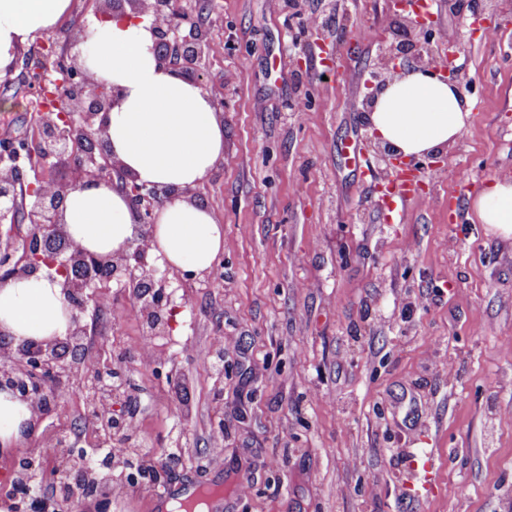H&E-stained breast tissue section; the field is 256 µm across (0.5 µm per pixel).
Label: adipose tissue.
Segmentation results:
<instances>
[{"instance_id":"ef3b65f1","label":"adipose tissue","mask_w":512,"mask_h":512,"mask_svg":"<svg viewBox=\"0 0 512 512\" xmlns=\"http://www.w3.org/2000/svg\"><path fill=\"white\" fill-rule=\"evenodd\" d=\"M72 0H0V73L35 36L50 33ZM88 68L97 80L118 85L122 96L104 116L107 145L125 175L173 190L155 212L151 249L159 264L177 272L210 270L224 248V227L207 205L182 191L195 187L224 154V121L202 86L164 70L151 46L148 22L115 18L93 22ZM472 105L439 76L409 70L390 82L369 116L371 129L407 157L423 156L457 141ZM469 206L480 223L512 235V178L493 177ZM137 218L118 184L93 181L67 194L62 222L69 237L101 254L125 249ZM65 298L58 283L30 278L0 284V332L22 338L65 335ZM25 403L0 394V447L7 449L33 427Z\"/></svg>"}]
</instances>
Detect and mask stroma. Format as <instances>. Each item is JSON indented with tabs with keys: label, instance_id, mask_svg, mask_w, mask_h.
Instances as JSON below:
<instances>
[{
	"label": "stroma",
	"instance_id": "obj_1",
	"mask_svg": "<svg viewBox=\"0 0 512 512\" xmlns=\"http://www.w3.org/2000/svg\"><path fill=\"white\" fill-rule=\"evenodd\" d=\"M396 0H177L207 33L197 84L224 97V156L196 187L224 226L213 278L168 272L181 308L151 358L149 326L120 284L88 313L84 350L128 372L150 465L170 449L168 485L113 497L110 512L216 484L223 512H512V236L479 223L471 188L512 177V0H436V38L455 53L473 103L462 137L414 160L423 200L387 221L392 176L362 111L385 51L355 30L397 28ZM312 13L328 15L319 29ZM338 44L333 75L309 66ZM0 88V139L31 135L26 72ZM300 101L303 113L289 112ZM358 142V165L345 141ZM224 339V372L200 364ZM164 359L155 371V359ZM84 383L66 380L34 432L0 455V485L50 437L95 454ZM431 448L436 492L408 495L405 449Z\"/></svg>",
	"mask_w": 512,
	"mask_h": 512
}]
</instances>
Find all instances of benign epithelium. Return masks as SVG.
<instances>
[{
	"instance_id": "benign-epithelium-1",
	"label": "benign epithelium",
	"mask_w": 512,
	"mask_h": 512,
	"mask_svg": "<svg viewBox=\"0 0 512 512\" xmlns=\"http://www.w3.org/2000/svg\"><path fill=\"white\" fill-rule=\"evenodd\" d=\"M152 17L151 34L159 63L173 68L181 77L193 80L191 65L197 48L205 40L203 29L187 14L173 13L172 0H112V10L99 15L107 21L122 16L135 21ZM88 26L78 33L63 29L69 53L61 56L57 76L49 78L42 67L26 65L28 82L49 105V111L34 115L39 136L38 156L47 162L70 156L75 162L74 179L59 184L47 178L24 183L20 162L31 159L27 138L0 141V224L12 235L21 224L30 227L22 253L0 251V284L31 278L43 273L60 280L66 300L68 330L65 336L5 339L0 333V392L6 391L28 405L37 418L49 409L48 379L78 376L85 382L112 371L98 362L91 372L84 367L80 341L85 334L83 317L97 307L101 295L111 291L112 281L124 284L143 300L141 310L151 327L169 323L164 305L171 303L166 292L169 282L156 278L157 269L144 261L149 234L137 246L109 254L92 253L73 242L61 223L60 210L65 196L79 185L121 174L105 140L103 115L112 110L120 89L102 83L88 90L90 75L84 67L83 46ZM407 57L401 44L392 43L387 54L371 72L362 111L370 112L376 95L401 72L399 59ZM122 189L143 224L154 223V205L170 199L171 191L157 185L124 181ZM71 459L83 467L86 479L98 490L100 512H109V484L96 478L94 467L83 448L70 450Z\"/></svg>"
}]
</instances>
